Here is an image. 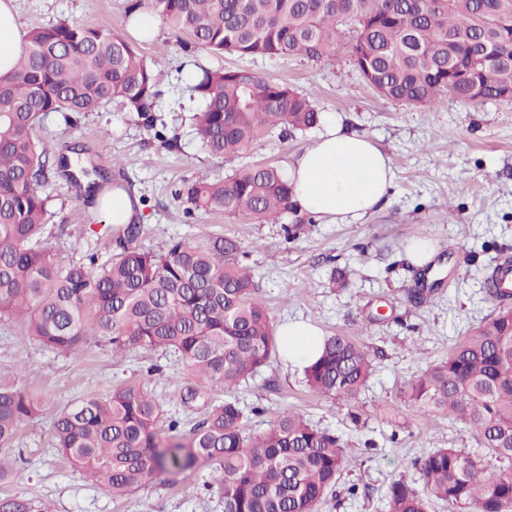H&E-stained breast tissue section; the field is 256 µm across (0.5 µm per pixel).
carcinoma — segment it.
I'll list each match as a JSON object with an SVG mask.
<instances>
[{"mask_svg":"<svg viewBox=\"0 0 512 512\" xmlns=\"http://www.w3.org/2000/svg\"><path fill=\"white\" fill-rule=\"evenodd\" d=\"M193 44L223 56H302L318 61L348 38L353 65L380 96L434 105L497 100L512 88V0H136ZM160 73L138 47L108 27L59 22L34 28L0 76V318L19 316L27 335L59 353L108 337L112 354L133 346L179 357L195 386L182 398L204 408L189 432L164 414L139 385L68 404L55 415L54 448L72 470L121 497L142 482L198 466L218 475L204 484L224 512H318L350 466L344 440L302 414L276 417L261 434H245L235 396L279 355L269 314L257 298L247 251L235 239L172 240L160 253L134 245L139 225L111 224L120 249L102 262L91 252L63 263L43 233L53 216L46 192L53 159L37 135L48 113L63 116L122 104L168 145L153 115ZM200 105L195 136L211 156L232 158L272 133L281 138L319 126L310 95L247 69L202 68L192 77ZM178 196L191 208L281 224L299 216L284 169L247 166L214 181L187 183ZM496 265L488 294L498 311L448 349L404 391L427 417H453L473 432L483 456L436 448L414 462L424 492L392 483L386 512H429L431 501L454 512H512V292ZM375 370L351 337L323 338L321 356L303 369L309 390L353 401ZM224 384L213 403L206 385ZM37 404L23 388H0V479L12 476L10 449ZM0 512H51L20 496L0 498Z\"/></svg>","mask_w":512,"mask_h":512,"instance_id":"cac0c4a2","label":"carcinoma"}]
</instances>
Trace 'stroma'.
I'll return each instance as SVG.
<instances>
[{"label":"stroma","mask_w":512,"mask_h":512,"mask_svg":"<svg viewBox=\"0 0 512 512\" xmlns=\"http://www.w3.org/2000/svg\"><path fill=\"white\" fill-rule=\"evenodd\" d=\"M132 0H18L21 33L61 20L105 26L125 33ZM142 54L163 79L158 117L178 135L172 145L153 138L119 103L99 111L44 117L39 135L52 154L80 148L84 166L121 179L141 208L138 247L159 252L180 237L192 243L222 235L249 251L258 297L273 323L302 318L324 334L352 337L375 355L378 368L357 404L367 421L354 425L345 403L313 394L300 368L274 358L236 391L245 430L258 434L276 416L300 412L312 424L348 444L354 462L320 512H384L391 483L422 482L416 458L436 448L476 450L477 440L456 420H432L404 401L406 384L426 364L447 357L449 347L496 313L486 278L495 260L512 259V100L462 102L445 99L433 107L379 96L353 67L346 43L333 56L308 61L293 57L220 56L184 50L180 36L160 25L156 37L139 41ZM210 69L246 68L264 78L310 94L319 108L335 113L345 127L366 134L392 158L396 178L387 200L374 214L350 223L305 224L286 240L283 224L243 221L196 211L186 214L177 190L207 175L224 178L247 165L288 166L317 139L312 129L282 140L271 136L240 156L212 157L192 126L197 104L187 79L196 65ZM53 216L46 235L61 261L91 251L110 257L101 224L81 232L74 222L85 211V195L62 174L49 183ZM428 241L430 259L410 261L415 241ZM348 274L345 287L329 285L332 271ZM432 288L427 302L413 294ZM145 387L183 428L201 418L181 398L190 382L178 358L161 349L136 347L121 357L94 338L71 353H58L27 336L12 320H0V386L22 387L39 403L24 423L11 457L16 476L0 482V497L22 495L50 503L52 512H224L222 499L204 484L210 467L186 471L174 481L152 482L115 498L71 471L53 447L55 412L75 400L102 396L113 387ZM355 494H348V487Z\"/></svg>","instance_id":"stroma-1"}]
</instances>
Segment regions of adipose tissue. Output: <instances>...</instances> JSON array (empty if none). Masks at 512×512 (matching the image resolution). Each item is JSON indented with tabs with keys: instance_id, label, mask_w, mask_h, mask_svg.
<instances>
[{
	"instance_id": "1",
	"label": "adipose tissue",
	"mask_w": 512,
	"mask_h": 512,
	"mask_svg": "<svg viewBox=\"0 0 512 512\" xmlns=\"http://www.w3.org/2000/svg\"><path fill=\"white\" fill-rule=\"evenodd\" d=\"M19 17L14 0H0V74L12 68L18 53ZM293 199L301 211L333 224L362 218L384 202L395 176L390 155L371 138L347 129L334 115L314 144L286 169ZM277 334L283 356L298 367L321 352L322 333L311 323L288 321Z\"/></svg>"
}]
</instances>
